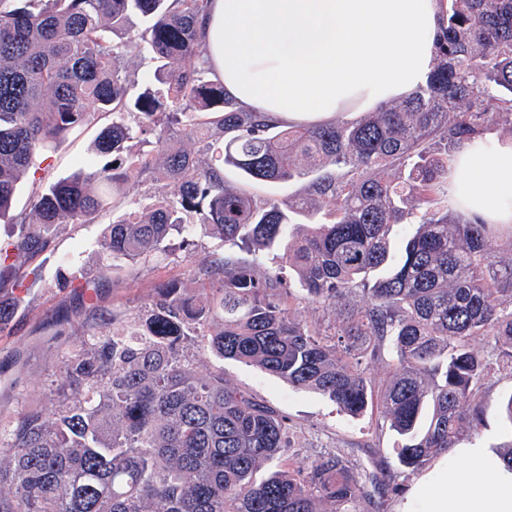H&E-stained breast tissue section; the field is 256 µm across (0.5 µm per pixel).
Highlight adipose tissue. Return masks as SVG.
<instances>
[{
  "mask_svg": "<svg viewBox=\"0 0 512 512\" xmlns=\"http://www.w3.org/2000/svg\"><path fill=\"white\" fill-rule=\"evenodd\" d=\"M440 0H208L198 27L213 72L241 105L286 126L371 112L432 71ZM448 205L512 232V143L470 142L448 177ZM439 458L397 512H512V466L479 442Z\"/></svg>",
  "mask_w": 512,
  "mask_h": 512,
  "instance_id": "ef3b65f1",
  "label": "adipose tissue"
}]
</instances>
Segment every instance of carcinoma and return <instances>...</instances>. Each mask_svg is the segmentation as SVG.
<instances>
[{
	"label": "carcinoma",
	"instance_id": "1",
	"mask_svg": "<svg viewBox=\"0 0 512 512\" xmlns=\"http://www.w3.org/2000/svg\"><path fill=\"white\" fill-rule=\"evenodd\" d=\"M446 2L425 85L354 121L289 128L208 78L204 0H0V219L47 144L112 117L0 246V288L24 287L18 270L54 225L96 222L134 179L178 190L108 230L104 253L131 273L174 231L254 254L227 251L82 334L62 380L0 424V512H363L475 434L486 380L512 372V239L504 257L495 225L448 212V172L464 143L512 135V0ZM131 48L153 63L135 97ZM135 132L155 153H130ZM175 132L204 143L210 163L173 147ZM227 166L244 184H228ZM296 179L308 180L302 196L249 189ZM322 210L329 222L289 230V214ZM413 222L396 261L394 226ZM272 251L276 270L261 263ZM283 268L321 319L297 316ZM212 356L352 418L377 410L399 437L397 467L363 474L340 450L294 465L288 419L229 385Z\"/></svg>",
	"mask_w": 512,
	"mask_h": 512
}]
</instances>
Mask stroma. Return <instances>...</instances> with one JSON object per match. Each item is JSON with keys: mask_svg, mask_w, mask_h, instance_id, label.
I'll return each mask as SVG.
<instances>
[{"mask_svg": "<svg viewBox=\"0 0 512 512\" xmlns=\"http://www.w3.org/2000/svg\"><path fill=\"white\" fill-rule=\"evenodd\" d=\"M99 131L88 127L79 137L52 144L42 153L40 170L27 173L18 184L12 212H29L37 188L76 171L90 156ZM174 184L153 187L138 181L127 189L128 205L105 211L92 224H59L49 247L35 254L23 267L30 278V295L18 308L6 332L0 333V418L8 417L26 403L30 394L45 384L62 379L64 357L71 352V329L89 330L114 310L132 311L148 302L153 290L168 280L186 281L191 267L223 253L224 244L214 236L194 235L184 243L180 234L167 241L166 253L130 274L126 263L104 255L102 240L110 224L124 219L131 204L146 205L150 199L173 195ZM228 382L288 416L291 430L290 460L303 464L333 449H342L353 467L371 471L378 464H394L397 437L376 426L367 415L353 419L329 399L292 388L280 378L257 368L228 360ZM512 396V374H494L488 383L483 424L476 441L501 448L512 443L501 420V405Z\"/></svg>", "mask_w": 512, "mask_h": 512, "instance_id": "1", "label": "stroma"}]
</instances>
